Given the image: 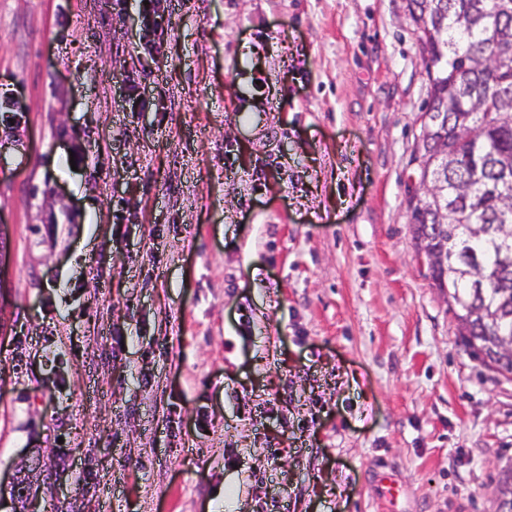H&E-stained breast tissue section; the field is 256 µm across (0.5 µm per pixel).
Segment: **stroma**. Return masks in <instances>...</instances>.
<instances>
[{
    "instance_id": "obj_1",
    "label": "stroma",
    "mask_w": 512,
    "mask_h": 512,
    "mask_svg": "<svg viewBox=\"0 0 512 512\" xmlns=\"http://www.w3.org/2000/svg\"><path fill=\"white\" fill-rule=\"evenodd\" d=\"M406 4L0 0V512L34 448L47 512H492L512 377L413 239Z\"/></svg>"
}]
</instances>
